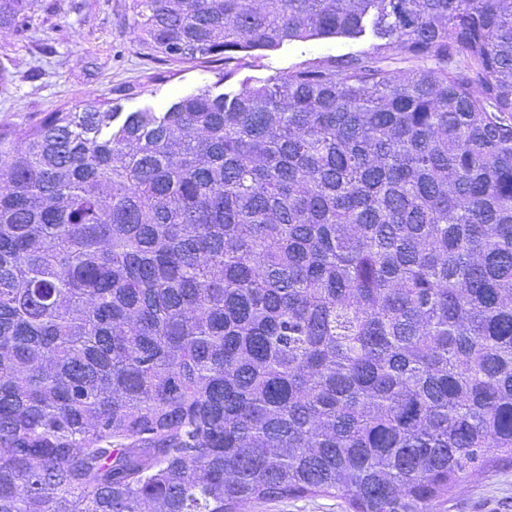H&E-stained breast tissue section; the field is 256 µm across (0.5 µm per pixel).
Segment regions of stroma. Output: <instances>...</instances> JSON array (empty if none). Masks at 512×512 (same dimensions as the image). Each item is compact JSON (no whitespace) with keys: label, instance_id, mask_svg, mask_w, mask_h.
<instances>
[{"label":"stroma","instance_id":"stroma-1","mask_svg":"<svg viewBox=\"0 0 512 512\" xmlns=\"http://www.w3.org/2000/svg\"><path fill=\"white\" fill-rule=\"evenodd\" d=\"M131 0H42V19L25 37L0 35V127L34 125L48 113L89 102L129 113L164 111L208 87L238 90L240 79L269 78L304 64L370 51L372 36L308 38L244 55L237 78L223 80L220 61L179 63L138 40ZM431 512H512V460L468 471ZM247 512H345L330 497L276 499Z\"/></svg>","mask_w":512,"mask_h":512}]
</instances>
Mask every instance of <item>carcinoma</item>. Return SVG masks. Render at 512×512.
I'll use <instances>...</instances> for the list:
<instances>
[{
	"mask_svg": "<svg viewBox=\"0 0 512 512\" xmlns=\"http://www.w3.org/2000/svg\"><path fill=\"white\" fill-rule=\"evenodd\" d=\"M261 2L130 8L172 60L377 43L0 128V512H429L512 459V0ZM247 512H345L342 500L330 497L276 499L252 502Z\"/></svg>",
	"mask_w": 512,
	"mask_h": 512,
	"instance_id": "1",
	"label": "carcinoma"
}]
</instances>
